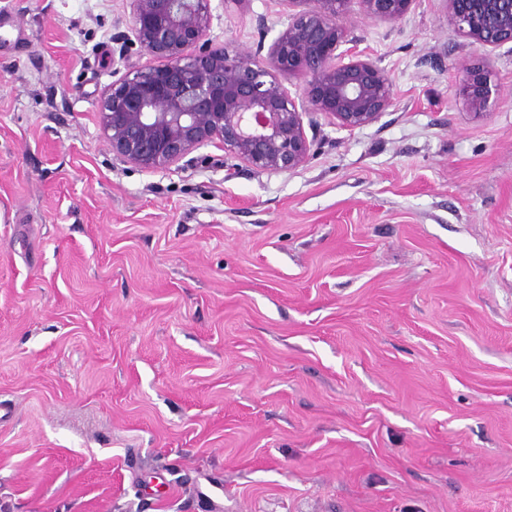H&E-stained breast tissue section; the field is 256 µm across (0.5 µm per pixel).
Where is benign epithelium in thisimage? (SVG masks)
<instances>
[{
    "mask_svg": "<svg viewBox=\"0 0 512 512\" xmlns=\"http://www.w3.org/2000/svg\"><path fill=\"white\" fill-rule=\"evenodd\" d=\"M133 35L154 62L127 71L104 93L99 115L113 157L164 170L208 143L256 171L288 172L314 145L303 117L323 114L340 129L376 122L395 103L393 82L347 38L352 7L381 22L416 0H283L292 9L267 55L211 47L210 0H129ZM448 25L480 49L512 43V0H445ZM298 81L291 94L285 82ZM455 95L477 114L499 94L480 66L457 71Z\"/></svg>",
    "mask_w": 512,
    "mask_h": 512,
    "instance_id": "7a95c632",
    "label": "benign epithelium"
}]
</instances>
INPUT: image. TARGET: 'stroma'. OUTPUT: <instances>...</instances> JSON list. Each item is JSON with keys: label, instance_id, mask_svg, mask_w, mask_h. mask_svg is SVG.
Instances as JSON below:
<instances>
[{"label": "stroma", "instance_id": "1", "mask_svg": "<svg viewBox=\"0 0 512 512\" xmlns=\"http://www.w3.org/2000/svg\"><path fill=\"white\" fill-rule=\"evenodd\" d=\"M287 23L211 0L208 38ZM346 24L377 122L317 116L288 172L147 171L98 113L150 61L129 0H0V512H512V44L445 0ZM454 89L466 107L477 114L487 112L492 98L499 94L498 84L492 80L490 72L480 66L458 69Z\"/></svg>", "mask_w": 512, "mask_h": 512}]
</instances>
